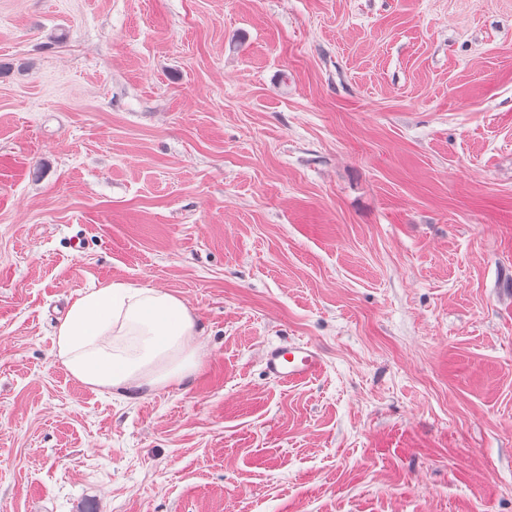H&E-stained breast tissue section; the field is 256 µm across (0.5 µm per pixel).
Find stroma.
Wrapping results in <instances>:
<instances>
[{
  "label": "stroma",
  "mask_w": 512,
  "mask_h": 512,
  "mask_svg": "<svg viewBox=\"0 0 512 512\" xmlns=\"http://www.w3.org/2000/svg\"><path fill=\"white\" fill-rule=\"evenodd\" d=\"M111 281L196 377L67 372ZM87 507L512 512V0H0V512ZM54 335L72 376L127 399L189 380L201 365L195 318L181 299L156 288L111 282L81 292ZM265 370L278 383L295 385L317 375L324 366L321 352L310 343L288 342L264 354Z\"/></svg>",
  "instance_id": "obj_1"
}]
</instances>
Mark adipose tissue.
Here are the masks:
<instances>
[{
  "label": "adipose tissue",
  "instance_id": "1",
  "mask_svg": "<svg viewBox=\"0 0 512 512\" xmlns=\"http://www.w3.org/2000/svg\"><path fill=\"white\" fill-rule=\"evenodd\" d=\"M198 337L197 322L178 297L112 282L73 300L54 349L82 383L138 399L195 376Z\"/></svg>",
  "mask_w": 512,
  "mask_h": 512
}]
</instances>
